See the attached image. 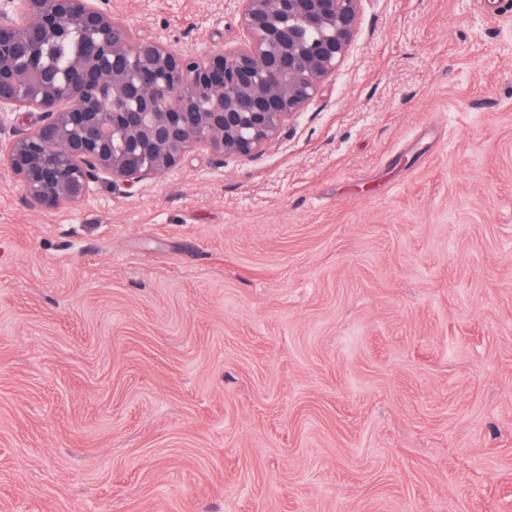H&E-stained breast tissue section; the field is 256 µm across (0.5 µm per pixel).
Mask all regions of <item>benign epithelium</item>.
Segmentation results:
<instances>
[{
	"mask_svg": "<svg viewBox=\"0 0 512 512\" xmlns=\"http://www.w3.org/2000/svg\"><path fill=\"white\" fill-rule=\"evenodd\" d=\"M246 41L207 58L134 38L98 0L0 7V112L34 109L10 130L7 160L28 199L82 202L104 177L133 183L174 168L193 143L221 163L249 157L320 91L349 51L359 0H239ZM78 32L69 70L44 50Z\"/></svg>",
	"mask_w": 512,
	"mask_h": 512,
	"instance_id": "1",
	"label": "benign epithelium"
}]
</instances>
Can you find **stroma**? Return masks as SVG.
<instances>
[{"instance_id": "35a3bbf8", "label": "stroma", "mask_w": 512, "mask_h": 512, "mask_svg": "<svg viewBox=\"0 0 512 512\" xmlns=\"http://www.w3.org/2000/svg\"><path fill=\"white\" fill-rule=\"evenodd\" d=\"M0 512H512V0H360L250 157L47 210L0 152Z\"/></svg>"}]
</instances>
